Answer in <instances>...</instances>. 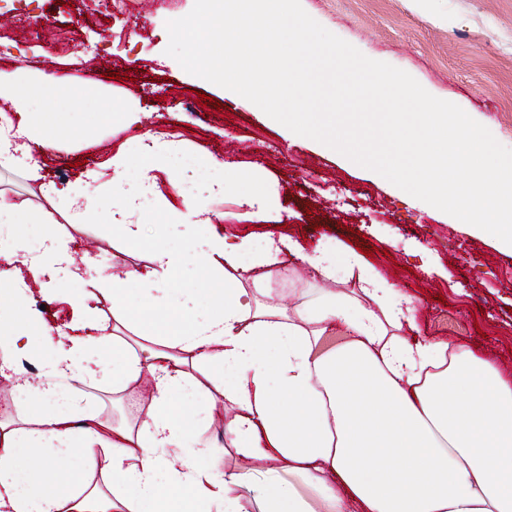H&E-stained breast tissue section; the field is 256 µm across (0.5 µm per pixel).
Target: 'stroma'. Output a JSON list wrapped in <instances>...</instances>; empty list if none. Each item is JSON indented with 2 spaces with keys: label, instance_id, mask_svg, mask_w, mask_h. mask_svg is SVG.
I'll list each match as a JSON object with an SVG mask.
<instances>
[{
  "label": "stroma",
  "instance_id": "stroma-1",
  "mask_svg": "<svg viewBox=\"0 0 512 512\" xmlns=\"http://www.w3.org/2000/svg\"><path fill=\"white\" fill-rule=\"evenodd\" d=\"M304 10L364 55L412 75L429 93L460 106L512 148V0H301ZM194 0H16L0 22V72L18 73L57 114L60 129L81 128L35 151L46 180L88 192L95 210L73 221L64 201L52 213L76 260L94 259L122 272L146 264L112 234L117 200L104 169L120 145L132 150L123 179L142 177L136 139L151 132L176 142L197 167L206 159L255 172L268 204L255 211L236 194L211 203L215 228L233 238L271 232L306 251L371 249L376 272L390 269L418 296L421 335L457 341L512 375V254L436 209L411 207L396 186L311 139L291 137L232 91L185 72L166 53V23ZM80 90L71 98L67 89ZM212 99L203 105L202 96ZM135 110L140 124L105 119L106 107ZM288 279L273 277L258 302L291 311L296 291L316 299L329 284L310 277L290 254ZM85 402L117 420L140 422L150 388L115 395L79 385Z\"/></svg>",
  "mask_w": 512,
  "mask_h": 512
}]
</instances>
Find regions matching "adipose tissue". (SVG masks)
Instances as JSON below:
<instances>
[{"label":"adipose tissue","instance_id":"obj_1","mask_svg":"<svg viewBox=\"0 0 512 512\" xmlns=\"http://www.w3.org/2000/svg\"><path fill=\"white\" fill-rule=\"evenodd\" d=\"M32 109L18 78L0 75L1 167H29L34 147L49 144L52 120L35 123ZM176 152L145 133L146 175L120 189L111 213L113 234L147 248V265L121 276L101 269L92 291L70 290L84 272L44 213L27 276L0 269V368L44 366L38 382L16 386L27 413L0 418V512H249L241 476L197 435L222 410L226 447L267 463L255 485L259 512H313L310 491L325 512H512V379L466 346L406 335L416 297L357 253L336 258L285 237L232 241L212 230L210 201L235 192L242 205L262 202L251 173L225 171L204 198L172 211L189 225L182 250L158 244L131 217L156 193L153 170L171 167ZM285 252L329 281L356 272L357 286L288 315L261 307L246 284L258 269L271 279ZM189 259L198 287L163 308ZM32 281L71 306L68 332L34 309ZM129 281L151 305L129 304ZM105 307L111 319L101 318ZM339 326L346 341L317 354ZM146 376L149 413L135 428L80 404L75 389L102 384L119 394ZM177 393L186 407L174 405ZM99 474L118 492L101 490Z\"/></svg>","mask_w":512,"mask_h":512}]
</instances>
